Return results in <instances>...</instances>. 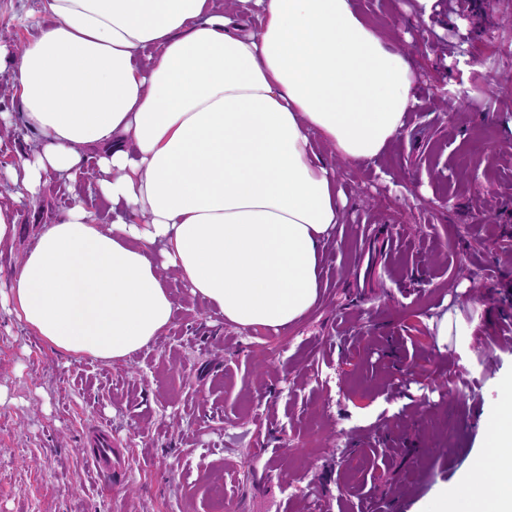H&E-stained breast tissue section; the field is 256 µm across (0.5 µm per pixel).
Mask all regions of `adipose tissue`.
Masks as SVG:
<instances>
[{
    "label": "adipose tissue",
    "instance_id": "ef3b65f1",
    "mask_svg": "<svg viewBox=\"0 0 512 512\" xmlns=\"http://www.w3.org/2000/svg\"><path fill=\"white\" fill-rule=\"evenodd\" d=\"M12 65L37 151L10 172L30 197L89 165L115 212L82 200L40 225L11 275L17 317L54 349L112 363L167 330L176 270L240 329L280 332L321 295L345 219L335 167L378 165L417 102L414 70L356 0H43ZM489 451L434 512H512V386Z\"/></svg>",
    "mask_w": 512,
    "mask_h": 512
}]
</instances>
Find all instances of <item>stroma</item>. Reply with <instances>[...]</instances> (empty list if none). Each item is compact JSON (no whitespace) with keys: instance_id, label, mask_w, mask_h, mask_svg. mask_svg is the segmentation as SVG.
<instances>
[{"instance_id":"obj_1","label":"stroma","mask_w":512,"mask_h":512,"mask_svg":"<svg viewBox=\"0 0 512 512\" xmlns=\"http://www.w3.org/2000/svg\"><path fill=\"white\" fill-rule=\"evenodd\" d=\"M417 78L379 168L339 165L347 197L320 301L280 333L225 324L176 272L172 325L127 360L54 351L0 304V512H432L485 452L512 381V31L469 0H357ZM41 0H0V46ZM70 193L45 188L0 246V285ZM458 310V351L432 328ZM110 429L117 472L91 459Z\"/></svg>"}]
</instances>
